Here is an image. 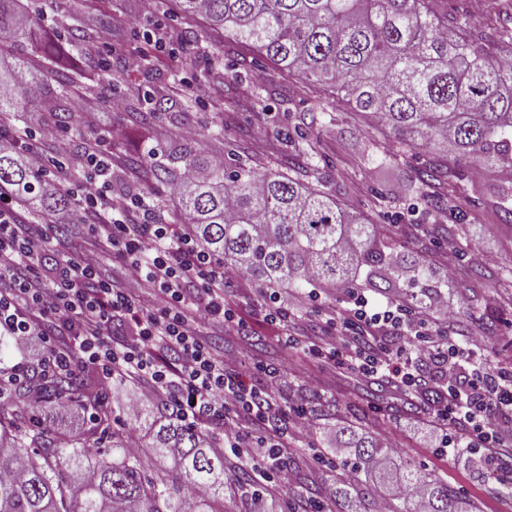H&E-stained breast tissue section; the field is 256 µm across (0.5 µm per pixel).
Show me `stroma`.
<instances>
[{"instance_id":"obj_1","label":"stroma","mask_w":512,"mask_h":512,"mask_svg":"<svg viewBox=\"0 0 512 512\" xmlns=\"http://www.w3.org/2000/svg\"><path fill=\"white\" fill-rule=\"evenodd\" d=\"M99 30L110 34L131 52L144 45L142 34L154 22L175 27L171 13L172 0H96ZM24 15L38 27L53 33L64 27H77L84 17L82 0H65L57 7L55 0H20ZM496 0H441L440 12L449 24L468 19L487 47H495L496 37L489 17L494 16ZM178 55L187 66L172 63L167 53H157L142 69H126L120 59H112V79L103 81L88 73L92 61L73 76L74 92L60 93L56 85L42 82L39 76L26 75L23 90L57 102L70 109L75 96L95 101L100 106L105 128H120V135L110 142L112 150L124 158L137 159L149 167L168 165L175 150L186 148L193 153H236L239 161L257 172L288 173L300 165L295 150L285 149V142H297L306 133L316 139L323 159L317 172L306 176V183L318 185L336 194L349 211L363 214L370 222L384 226L395 224H433L435 212L427 209L420 192L409 182L407 171L393 162L383 161L380 154H369L367 141L371 123L357 113L339 107L322 111V93L302 90L296 77L286 75L266 61L242 70L230 66L224 55L223 33L210 30L206 24L192 25V41L177 46ZM191 80L198 100L175 95L180 79ZM264 87L259 102L243 100L239 92L253 83ZM164 94L169 98L161 114L150 117V132L136 131L141 115H148V104L142 90ZM227 115L228 123L216 129L218 115ZM196 127L199 135L183 138L180 130ZM512 204V183L494 170L481 177L464 174L450 201L456 217L450 223L452 236L423 237L413 241L412 249L436 257L447 245H454L453 267L433 265V272L446 283L445 297L467 295L468 307L486 338L485 356L492 364H512V279L505 269L512 267V224L504 220V206ZM491 254L493 262H481L482 254ZM226 299L237 305L240 315L248 319L247 335L253 359L274 364L282 369L281 389L293 390L301 380H322V368L313 362L294 357L284 343H273L274 327L262 316L251 315L250 301L257 291L252 282L234 281L225 285ZM344 294L326 290L293 293L284 303L290 308L296 326L321 335L326 331V314L330 305H340ZM379 395L377 406L365 401L366 390ZM317 409H337L347 418L369 417L379 423L380 430L391 439L396 452L393 466L407 463L423 472L447 481L454 495L471 502L477 512H512V488L500 484L492 470L476 471L463 462H448L427 448L424 432L426 415L419 399L405 398L390 385L377 381L364 382L343 373L337 375L330 398L313 397ZM290 437L298 438L299 453L308 462L296 470L295 493L281 497L276 512H296L300 500L315 499L327 486L331 471L317 462L310 448L311 438L289 428Z\"/></svg>"}]
</instances>
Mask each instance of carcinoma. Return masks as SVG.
I'll list each match as a JSON object with an SVG mask.
<instances>
[{"mask_svg":"<svg viewBox=\"0 0 512 512\" xmlns=\"http://www.w3.org/2000/svg\"><path fill=\"white\" fill-rule=\"evenodd\" d=\"M18 0H0V33L22 59L55 60L44 80L66 91L78 66L72 50L45 37L19 15ZM187 19L201 17L235 38V65L256 60L245 50L294 70L311 90L325 94L322 111L355 103L370 113L401 157L425 149L432 157L414 169L427 188L448 185L478 160L483 168L512 170V27L497 28V53L479 42L468 20L448 32L435 0H177ZM17 77L0 74V116L25 110ZM55 122L78 134L73 112ZM183 180L166 166L164 184L182 183L176 218L225 266L242 269L260 288L385 285L393 299L421 313L432 310L442 285L423 260L400 251L397 233L383 231L343 209L336 197L280 173L258 174L232 158L222 166L191 153ZM51 168L28 166L21 152H0V185L16 204L41 217L74 206L59 188L44 189ZM93 375H60L42 382L44 401L25 410V389L0 404V512H224V500L265 496L263 480L227 462L216 429L193 424L153 404L136 421L152 458L126 445L123 404L83 396ZM347 455L335 466L327 502L334 512H360L361 488L380 479L406 492L390 512H453L448 483L411 465L395 472L380 440L354 424L342 428ZM379 459L382 467L368 468Z\"/></svg>","mask_w":512,"mask_h":512,"instance_id":"1","label":"carcinoma"}]
</instances>
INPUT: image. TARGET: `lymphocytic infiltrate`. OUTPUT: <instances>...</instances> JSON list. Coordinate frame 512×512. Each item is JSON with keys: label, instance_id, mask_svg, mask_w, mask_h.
Masks as SVG:
<instances>
[{"label": "lymphocytic infiltrate", "instance_id": "f902f5d3", "mask_svg": "<svg viewBox=\"0 0 512 512\" xmlns=\"http://www.w3.org/2000/svg\"><path fill=\"white\" fill-rule=\"evenodd\" d=\"M162 33L159 27L147 32L136 54H125L104 32L85 41L81 51L94 59L124 56L127 68L137 70L152 51L165 49ZM80 107L84 128L97 136L84 154L86 175L70 221L86 225L87 236L60 248L54 222L26 223L0 189V335L13 337L25 366L49 375L99 366L98 383L85 390V399L110 391L118 376L131 386L128 412L163 400L189 421L213 422L225 447L238 450L239 461L263 470L276 488L290 487L292 473L275 462L292 444L276 423L289 412L300 431L310 429L309 386L281 399V370L269 366L264 389H255L240 356L213 343L215 330L239 336L247 329L224 297L225 284L244 279V272L227 269L196 246L147 194L114 197L109 175L123 161L112 152L108 135L99 134L92 104L84 100ZM65 141L64 130L47 121L20 136L0 130V151L22 152L38 167L62 151ZM106 253L122 268L119 280L100 274L99 259ZM117 319L126 321L131 337L111 344L107 336ZM292 346L329 375L341 369L380 375L408 395L425 382L414 357L424 352L434 367L429 415L440 431L438 453L454 458L463 444L512 465V369L487 366L481 336L457 342L402 303L375 310L358 295L338 311L326 335L297 336ZM250 425L259 432L258 446L244 454L240 447Z\"/></svg>", "mask_w": 512, "mask_h": 512}]
</instances>
